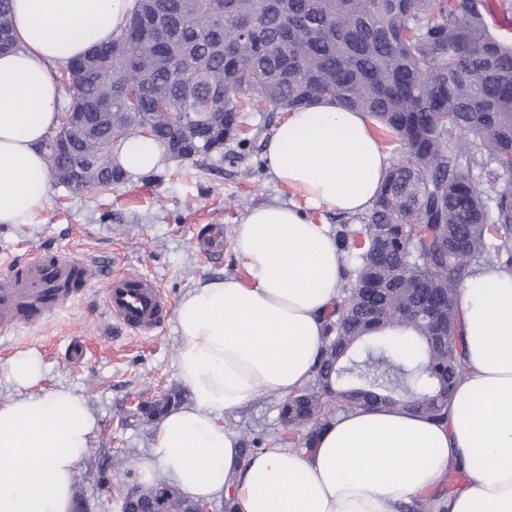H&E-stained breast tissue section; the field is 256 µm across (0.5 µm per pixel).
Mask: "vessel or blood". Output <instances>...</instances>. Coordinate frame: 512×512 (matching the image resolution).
Returning <instances> with one entry per match:
<instances>
[{
  "label": "vessel or blood",
  "mask_w": 512,
  "mask_h": 512,
  "mask_svg": "<svg viewBox=\"0 0 512 512\" xmlns=\"http://www.w3.org/2000/svg\"><path fill=\"white\" fill-rule=\"evenodd\" d=\"M196 247L208 260L224 253V228L202 227ZM88 262L61 251L40 252L25 261L7 263L0 271V333L35 325L77 293L78 276L88 275ZM106 310L129 333L147 336L167 316L166 303L156 281L135 270L107 276Z\"/></svg>",
  "instance_id": "1"
}]
</instances>
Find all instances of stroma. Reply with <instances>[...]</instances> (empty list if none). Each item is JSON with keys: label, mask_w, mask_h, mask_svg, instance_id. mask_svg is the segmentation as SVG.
<instances>
[{"label": "stroma", "mask_w": 512, "mask_h": 512, "mask_svg": "<svg viewBox=\"0 0 512 512\" xmlns=\"http://www.w3.org/2000/svg\"><path fill=\"white\" fill-rule=\"evenodd\" d=\"M280 118L277 112L243 113V141L225 142L222 152L196 163L171 159L159 171L127 174L106 190L75 194L53 185L46 207L30 224H0V264L43 250L102 260L110 269H133L155 279L171 308L199 280L243 276L233 251L236 224L251 208L300 200L294 190L275 183L263 164L265 141ZM207 224L225 228L224 254L215 263L195 247L198 230ZM104 289L103 279H90L42 325L0 338V403L21 393L11 378L10 359L36 352L44 366L36 392L69 389L96 418L92 451L75 477L76 493L104 504L106 512H121L120 494L139 485L140 472L119 460L130 448L139 449L141 460L152 456L157 423L138 405L180 388L175 368L180 336L170 316L148 337L107 332ZM76 337L86 349L78 363L67 356ZM278 404L277 395H262L225 416L224 423L235 432L250 428L260 447H268L285 430Z\"/></svg>", "instance_id": "stroma-1"}]
</instances>
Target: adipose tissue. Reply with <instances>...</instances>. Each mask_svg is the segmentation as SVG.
Wrapping results in <instances>:
<instances>
[{
	"label": "adipose tissue",
	"instance_id": "1",
	"mask_svg": "<svg viewBox=\"0 0 512 512\" xmlns=\"http://www.w3.org/2000/svg\"><path fill=\"white\" fill-rule=\"evenodd\" d=\"M11 9L20 48L0 55V224H27L50 198L40 145L61 120L56 67L125 28L127 0H11ZM263 155L272 179L305 204L249 210L233 245L246 279H213L179 301L176 368L192 402L159 421L142 482L168 475L194 500L231 492L237 512H401L456 467L466 481L432 512H512V275L492 266L458 288L465 359L446 421L358 408L321 431L310 454L241 456L225 415L304 386L341 300L345 258L305 206L368 214L395 164L371 117L330 97L288 112ZM116 161L145 174L165 152L134 137ZM10 371L28 393L0 404V512H70L96 419L70 390L33 393L43 378L36 353L13 357Z\"/></svg>",
	"mask_w": 512,
	"mask_h": 512
}]
</instances>
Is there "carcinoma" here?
I'll return each instance as SVG.
<instances>
[{
    "label": "carcinoma",
    "instance_id": "1",
    "mask_svg": "<svg viewBox=\"0 0 512 512\" xmlns=\"http://www.w3.org/2000/svg\"><path fill=\"white\" fill-rule=\"evenodd\" d=\"M10 4L0 0V40L14 50ZM133 13L161 25L165 40L153 27L132 38L125 28L63 64L66 111L91 126L73 143L75 156L90 160L86 189L124 180L114 153L146 125L172 155L181 114L208 111L216 85L224 122L201 128L191 161L234 139L239 101L258 98L273 112L334 98L368 113L405 149L361 229L336 228L339 249L354 252L349 292L326 319L315 383L280 398L288 438L274 444L308 453L335 412L369 404L445 418L464 367L457 288L479 260L512 275V40L489 31L482 0H132ZM127 56L138 65H119ZM129 97L137 98L131 109ZM103 100L112 111L94 112ZM160 101L169 105L163 114ZM70 129L61 123L42 145L63 186L71 163L50 146ZM475 168L486 180L472 179ZM439 293L448 340L431 344L432 322L402 310ZM401 325L414 330L418 356L364 346ZM178 406L171 392L140 409L155 419ZM127 508L193 512L196 501L159 474Z\"/></svg>",
    "mask_w": 512,
    "mask_h": 512
}]
</instances>
